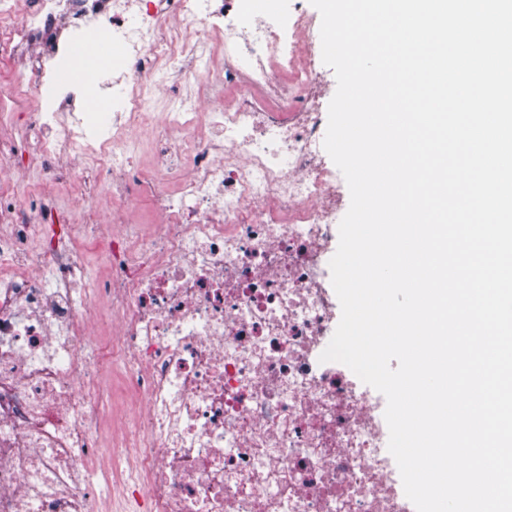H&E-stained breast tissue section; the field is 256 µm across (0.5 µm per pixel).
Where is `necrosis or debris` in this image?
I'll return each instance as SVG.
<instances>
[{
    "instance_id": "necrosis-or-debris-1",
    "label": "necrosis or debris",
    "mask_w": 512,
    "mask_h": 512,
    "mask_svg": "<svg viewBox=\"0 0 512 512\" xmlns=\"http://www.w3.org/2000/svg\"><path fill=\"white\" fill-rule=\"evenodd\" d=\"M124 41L129 72L95 134L80 93L41 85L70 33ZM304 10L269 0H0V62L18 88L0 123L13 157L0 194V512H413L387 453L380 399L321 362L337 321L326 256L340 175L321 151L324 79ZM190 70L198 88L181 95ZM230 91L210 106L212 91ZM163 119L150 118L161 102ZM155 159L145 176L136 159ZM50 174L85 167L165 231L112 218L105 278L85 283L72 223L26 191L18 156ZM105 337L89 335L98 300ZM122 366L137 417L99 456L111 414L96 381Z\"/></svg>"
}]
</instances>
